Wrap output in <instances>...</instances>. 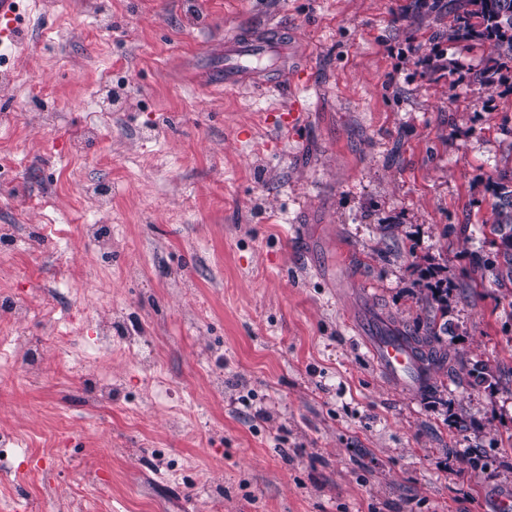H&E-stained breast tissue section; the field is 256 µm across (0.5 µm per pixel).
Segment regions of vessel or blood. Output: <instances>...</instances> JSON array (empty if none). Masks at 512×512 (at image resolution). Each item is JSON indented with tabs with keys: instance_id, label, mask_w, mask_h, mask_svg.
Here are the masks:
<instances>
[{
	"instance_id": "obj_1",
	"label": "vessel or blood",
	"mask_w": 512,
	"mask_h": 512,
	"mask_svg": "<svg viewBox=\"0 0 512 512\" xmlns=\"http://www.w3.org/2000/svg\"><path fill=\"white\" fill-rule=\"evenodd\" d=\"M288 46L281 43L276 28L254 36L236 37L224 43V85L228 88L249 84L265 87L271 81L288 80ZM372 354L388 377L403 383H415L417 362L410 351L390 336L373 340Z\"/></svg>"
}]
</instances>
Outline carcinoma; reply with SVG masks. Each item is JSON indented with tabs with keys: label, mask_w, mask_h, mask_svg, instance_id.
Returning a JSON list of instances; mask_svg holds the SVG:
<instances>
[{
	"label": "carcinoma",
	"mask_w": 512,
	"mask_h": 512,
	"mask_svg": "<svg viewBox=\"0 0 512 512\" xmlns=\"http://www.w3.org/2000/svg\"><path fill=\"white\" fill-rule=\"evenodd\" d=\"M448 29L443 34L452 39L462 36L476 42H488L493 54L484 60L479 81L487 82L500 70L512 65V0H450ZM493 197L495 221L487 225L490 250L472 258L471 274L485 279L493 276L494 283L512 291V184L508 175L489 185ZM426 287L420 289L418 302L426 312L424 320L409 332L391 330V335L411 349L418 362L419 374L425 380L431 374L458 378L465 374L472 385H488L493 377L491 369L482 362L468 364L457 360L459 368H450L448 346L443 336L448 334V279L439 277V271L430 267L424 272Z\"/></svg>",
	"instance_id": "obj_1"
}]
</instances>
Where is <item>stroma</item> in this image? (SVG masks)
<instances>
[{
  "mask_svg": "<svg viewBox=\"0 0 512 512\" xmlns=\"http://www.w3.org/2000/svg\"><path fill=\"white\" fill-rule=\"evenodd\" d=\"M415 2L19 0L0 43V225L42 243L0 252V294H88L25 324L38 374L0 376V430L23 444L0 512H497L512 497V390L403 386L369 348L414 324L430 262L453 288L455 349L512 368V302L468 285L489 250L485 186L512 170V79L481 85L487 47L433 41ZM274 26L310 81L221 87L225 40ZM437 51L452 70L427 67ZM107 310L120 328L101 357L91 320ZM80 360L111 375L110 405L88 404Z\"/></svg>",
  "mask_w": 512,
  "mask_h": 512,
  "instance_id": "stroma-1",
  "label": "stroma"
}]
</instances>
